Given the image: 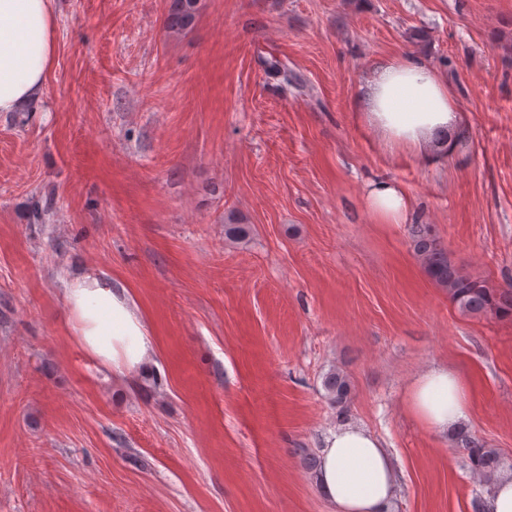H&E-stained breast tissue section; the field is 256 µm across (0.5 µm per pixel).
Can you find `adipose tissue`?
<instances>
[{"instance_id": "ef3b65f1", "label": "adipose tissue", "mask_w": 512, "mask_h": 512, "mask_svg": "<svg viewBox=\"0 0 512 512\" xmlns=\"http://www.w3.org/2000/svg\"><path fill=\"white\" fill-rule=\"evenodd\" d=\"M52 0H0V112H15L43 93L55 56ZM389 146L453 154L452 131L463 120L446 79L425 58L408 54L377 65L351 104ZM366 204L381 224L402 223L411 200L397 184H368ZM64 299L84 352L119 378L147 370L155 347L129 288L105 271L70 276ZM409 413L426 428L454 432L469 420L465 383L444 366L414 379ZM315 481L333 512H389L398 485L383 443L356 423H340L323 437Z\"/></svg>"}]
</instances>
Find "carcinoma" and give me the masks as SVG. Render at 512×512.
<instances>
[{"instance_id": "1", "label": "carcinoma", "mask_w": 512, "mask_h": 512, "mask_svg": "<svg viewBox=\"0 0 512 512\" xmlns=\"http://www.w3.org/2000/svg\"><path fill=\"white\" fill-rule=\"evenodd\" d=\"M200 9V0H169L165 27L170 34H181L193 27ZM416 255L427 274L438 285L448 289V296L461 309L472 315H512V289H495L486 281L464 274L448 259L436 238L425 224L411 229ZM324 387L331 400L343 404L350 394V383L339 372L330 373ZM468 458L475 472L490 481L501 467L499 454L474 440L466 441Z\"/></svg>"}]
</instances>
